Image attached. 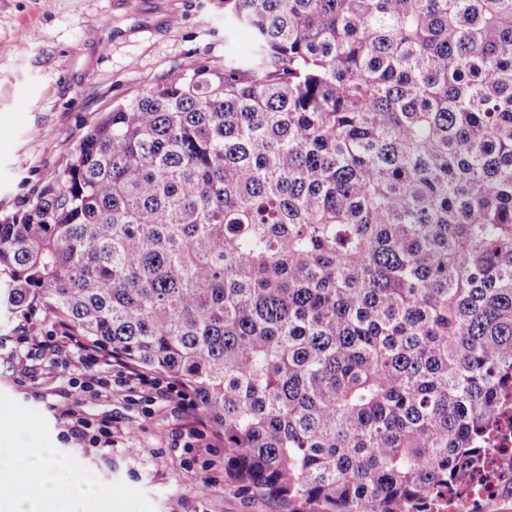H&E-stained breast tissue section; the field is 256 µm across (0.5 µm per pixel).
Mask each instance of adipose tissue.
I'll use <instances>...</instances> for the list:
<instances>
[{
  "mask_svg": "<svg viewBox=\"0 0 512 512\" xmlns=\"http://www.w3.org/2000/svg\"><path fill=\"white\" fill-rule=\"evenodd\" d=\"M33 488L14 496L17 483ZM11 498V512H89L93 491L71 480L63 460L46 448H0V499Z\"/></svg>",
  "mask_w": 512,
  "mask_h": 512,
  "instance_id": "ef3b65f1",
  "label": "adipose tissue"
}]
</instances>
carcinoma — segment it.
<instances>
[{
    "label": "carcinoma",
    "instance_id": "cac0c4a2",
    "mask_svg": "<svg viewBox=\"0 0 512 512\" xmlns=\"http://www.w3.org/2000/svg\"><path fill=\"white\" fill-rule=\"evenodd\" d=\"M0 216V308L190 391L287 512H429L512 393V0H224Z\"/></svg>",
    "mask_w": 512,
    "mask_h": 512
}]
</instances>
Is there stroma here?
I'll return each mask as SVG.
<instances>
[{"instance_id":"1","label":"stroma","mask_w":512,"mask_h":512,"mask_svg":"<svg viewBox=\"0 0 512 512\" xmlns=\"http://www.w3.org/2000/svg\"><path fill=\"white\" fill-rule=\"evenodd\" d=\"M224 31V0H0V215L15 212L103 112L197 61L249 52ZM48 326L0 316V408L31 448H50L112 512H286L224 472V445L201 416L156 394L129 392L123 362L111 393L83 401L72 433L69 351L44 348ZM75 417V418H76ZM112 430L111 445L94 437ZM203 437L185 445L188 426Z\"/></svg>"}]
</instances>
